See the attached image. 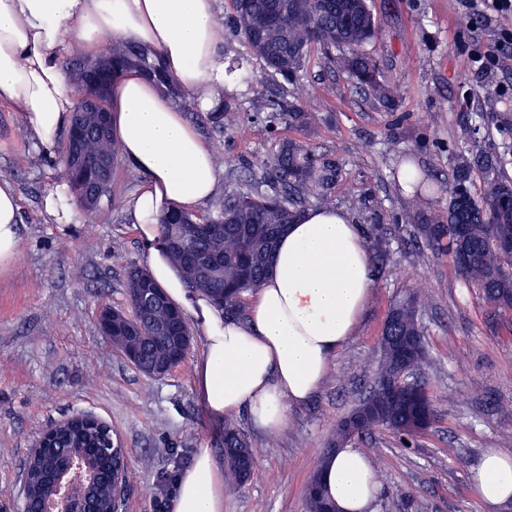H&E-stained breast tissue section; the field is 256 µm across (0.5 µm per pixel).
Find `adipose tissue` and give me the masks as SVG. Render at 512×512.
<instances>
[{
  "mask_svg": "<svg viewBox=\"0 0 512 512\" xmlns=\"http://www.w3.org/2000/svg\"><path fill=\"white\" fill-rule=\"evenodd\" d=\"M160 54L183 94H224V28L215 0H0V103L19 112L34 148L57 155L73 106L74 86L62 58L95 55L110 36ZM113 127L123 153L143 176L132 215L147 268L201 336L195 387L216 417L240 413L268 433L288 409L307 403L336 352L355 336L374 287L369 253L357 224L340 209H306L280 236L275 259L246 319L191 291L161 241L169 209L193 211L216 187V164L196 129L169 95L128 70L112 83ZM15 192L0 185V270L21 242ZM323 480L337 512H373L377 484L364 453L337 449ZM485 512L512 501V457L484 450L471 471ZM172 512H224V468L213 449H195L176 477Z\"/></svg>",
  "mask_w": 512,
  "mask_h": 512,
  "instance_id": "ef3b65f1",
  "label": "adipose tissue"
}]
</instances>
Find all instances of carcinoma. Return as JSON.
<instances>
[{
    "instance_id": "carcinoma-1",
    "label": "carcinoma",
    "mask_w": 512,
    "mask_h": 512,
    "mask_svg": "<svg viewBox=\"0 0 512 512\" xmlns=\"http://www.w3.org/2000/svg\"><path fill=\"white\" fill-rule=\"evenodd\" d=\"M225 25L245 44L247 55L233 60L225 75L233 77L257 60L262 70L250 79L260 84L274 82V89L244 111L238 99L226 98L211 112L199 109L197 98L181 96L165 71L158 54L113 37L104 42L97 60H112L113 76L127 68H137L150 80L164 86L181 102L196 122L219 131L240 134L245 123H261L275 141V150L254 161L242 158L216 159L240 170L238 185L224 194L216 214H195L172 210L160 218L164 245L178 264L189 288L207 295L224 317L245 315V296L261 287L274 260L276 243L287 225L300 211L312 204L317 209L335 207L336 183L341 166L336 157L324 153L308 141V134L320 123L316 112L304 111L298 97L288 92L303 63L313 49L323 55L324 68L341 69L352 85L386 108L402 97L400 84L387 80L380 65L364 46L376 36V25L368 0H251L243 10L232 0V12ZM303 134L290 138L283 128ZM120 143L115 136L104 141L87 134L81 140H64L59 157L61 175L73 191L84 196L85 186L73 177L75 168L103 155L117 158ZM454 178L448 192V223L423 224L427 245L453 251V225L466 229L470 261L456 268L463 285L497 310H512V255L503 244L512 241V180L503 172L505 157L490 159L483 150L454 155ZM480 173L483 188L472 193L474 173ZM403 181L419 199L430 190L427 178L408 171ZM198 224H212L215 231L200 235ZM126 308L103 307L114 317L112 347L135 353L132 364L148 376L158 370L169 373L185 359L186 352L175 353L167 327L185 335L193 329L163 290L153 282L147 268L132 265L125 274ZM423 295L410 292L390 309L380 337L379 357L373 382L367 393L338 422L329 447L354 443L376 430H386L409 448L419 435L422 414L435 420L436 407L429 399L423 404L394 403L387 399L384 385L392 379L399 360L389 336L402 340L424 335L418 314ZM103 432L80 421L69 432L54 440L27 465L30 497L28 512H37L40 501L50 495L53 472L61 459L89 443L105 444ZM224 476L230 485L243 482L241 462L256 463L248 438L232 420L224 421ZM98 475L96 495L100 512H109L112 500V456L101 455L91 461Z\"/></svg>"
}]
</instances>
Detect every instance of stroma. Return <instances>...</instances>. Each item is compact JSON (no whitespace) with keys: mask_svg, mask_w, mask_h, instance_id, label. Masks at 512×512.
<instances>
[{"mask_svg":"<svg viewBox=\"0 0 512 512\" xmlns=\"http://www.w3.org/2000/svg\"><path fill=\"white\" fill-rule=\"evenodd\" d=\"M369 6L378 37L368 50L385 78L401 84L398 106L383 108L345 73L328 75L316 50L300 87L306 110L324 117L311 142L343 162L337 208L362 230H380L374 289L322 387L290 410L280 432L236 416L256 466L245 485L225 488L224 512H306V485L336 424L372 380L388 311L412 291L428 294L419 311L426 343L419 376L439 415L414 448L386 431L355 441L377 473L373 512H482L471 491L473 465L487 448L512 455V312L495 311L465 288L446 253L415 244L420 224L448 219L442 187L454 177V153L472 146L465 114L480 115L485 144H500V126L512 119V15L475 17L462 0ZM198 132L217 156L252 160L272 148L260 124L235 137L208 126ZM406 164L433 182L422 201L399 179ZM60 180L57 161L34 152L18 113L1 103L0 183L20 200L21 245L0 274V512H17L22 463L40 432L76 412L106 421L129 450L120 512H170L173 477L194 450L224 453V422L206 412L194 388L201 341L193 339L176 370L152 378L99 334L98 308L125 306L126 270L146 263L129 206L143 179L118 157L111 195L69 224L42 209Z\"/></svg>","mask_w":512,"mask_h":512,"instance_id":"35a3bbf8","label":"stroma"}]
</instances>
